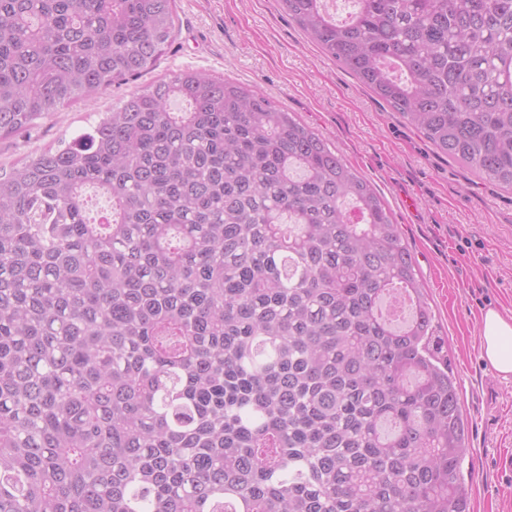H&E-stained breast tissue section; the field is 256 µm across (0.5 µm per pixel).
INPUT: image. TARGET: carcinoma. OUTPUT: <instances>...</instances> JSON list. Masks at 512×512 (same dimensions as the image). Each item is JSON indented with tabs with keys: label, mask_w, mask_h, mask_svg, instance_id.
<instances>
[{
	"label": "carcinoma",
	"mask_w": 512,
	"mask_h": 512,
	"mask_svg": "<svg viewBox=\"0 0 512 512\" xmlns=\"http://www.w3.org/2000/svg\"><path fill=\"white\" fill-rule=\"evenodd\" d=\"M281 2L512 189V0H355L342 22ZM175 18L0 0V137L143 75ZM465 454L398 225L259 89L180 71L0 175V512H471Z\"/></svg>",
	"instance_id": "carcinoma-1"
}]
</instances>
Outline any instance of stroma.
I'll return each instance as SVG.
<instances>
[{"label":"stroma","mask_w":512,"mask_h":512,"mask_svg":"<svg viewBox=\"0 0 512 512\" xmlns=\"http://www.w3.org/2000/svg\"><path fill=\"white\" fill-rule=\"evenodd\" d=\"M176 35L155 76L183 69L260 89L322 136L385 201L449 347L466 418L473 512H512V377L491 370L487 309L512 316V190L439 153L312 43L279 0H176ZM146 78L116 85L0 139V170L71 141Z\"/></svg>","instance_id":"1"}]
</instances>
